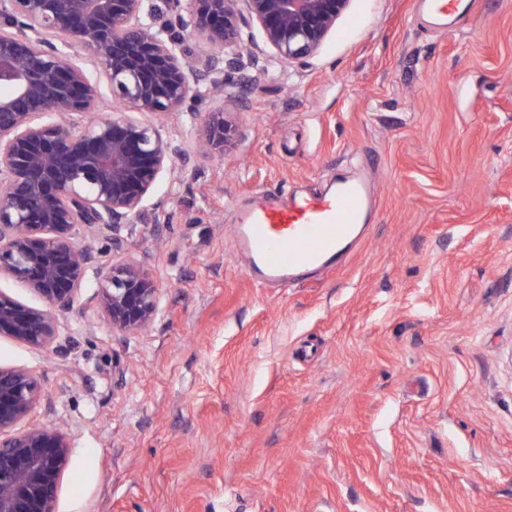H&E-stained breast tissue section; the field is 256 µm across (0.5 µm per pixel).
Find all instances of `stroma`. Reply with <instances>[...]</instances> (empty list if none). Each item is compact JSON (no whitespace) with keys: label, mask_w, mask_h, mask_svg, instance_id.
<instances>
[{"label":"stroma","mask_w":512,"mask_h":512,"mask_svg":"<svg viewBox=\"0 0 512 512\" xmlns=\"http://www.w3.org/2000/svg\"><path fill=\"white\" fill-rule=\"evenodd\" d=\"M351 0L278 81L226 100L243 138L197 150L192 102L160 129L187 155L99 262L153 273L136 334L95 323L89 272L35 371L71 456L55 512H512V0ZM375 213L342 264L254 281L236 216L342 176Z\"/></svg>","instance_id":"stroma-1"}]
</instances>
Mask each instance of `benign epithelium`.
Here are the masks:
<instances>
[{"label": "benign epithelium", "instance_id": "benign-epithelium-1", "mask_svg": "<svg viewBox=\"0 0 512 512\" xmlns=\"http://www.w3.org/2000/svg\"><path fill=\"white\" fill-rule=\"evenodd\" d=\"M351 0H170L175 21L156 24L142 0H0V275L44 301L0 291V335L49 349L52 312L79 295L93 242L132 224L180 145L132 113L162 117L187 102L221 96L246 68L268 77L280 64L315 56ZM260 29L262 45L244 43ZM192 38L209 51L196 55ZM97 68L88 76L81 54ZM124 107L76 131L71 116L100 110L103 91ZM205 147L222 153L241 131L216 104L201 122ZM160 289L134 260L100 271L95 315L136 333L158 314ZM41 385L33 372L0 367V512H53L71 440L34 422ZM0 290L6 292L18 301L30 306H43L39 296L23 283H20L10 277L0 276Z\"/></svg>", "mask_w": 512, "mask_h": 512}]
</instances>
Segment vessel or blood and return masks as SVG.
<instances>
[{
	"label": "vessel or blood",
	"mask_w": 512,
	"mask_h": 512,
	"mask_svg": "<svg viewBox=\"0 0 512 512\" xmlns=\"http://www.w3.org/2000/svg\"><path fill=\"white\" fill-rule=\"evenodd\" d=\"M373 198V187L359 177L328 194L261 196L240 215L236 245L261 282L288 284L300 272L330 269L343 257L359 238Z\"/></svg>",
	"instance_id": "vessel-or-blood-1"
}]
</instances>
